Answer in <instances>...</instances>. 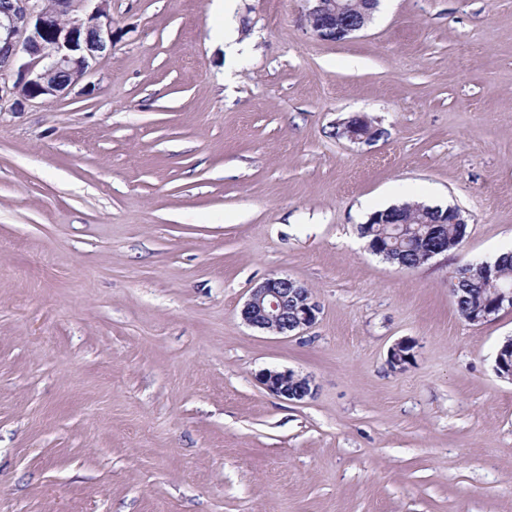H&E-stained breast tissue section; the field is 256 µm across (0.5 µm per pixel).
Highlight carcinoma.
I'll return each instance as SVG.
<instances>
[{"label": "carcinoma", "mask_w": 512, "mask_h": 512, "mask_svg": "<svg viewBox=\"0 0 512 512\" xmlns=\"http://www.w3.org/2000/svg\"><path fill=\"white\" fill-rule=\"evenodd\" d=\"M404 211L413 213L414 223L407 225L402 233L395 231L389 224H362L359 231L362 237L369 240L380 237L391 242L392 250L388 258L393 262L402 261L411 268H418L424 264L423 253L417 243L418 236L429 231L434 216L429 212V207H416L410 202L405 203ZM466 231L465 224L444 225L441 235L448 240V250L459 249ZM493 265L495 270L491 275L474 266L457 271L451 277L450 288L456 298V309L460 317H465L468 310L487 301L494 294V289L505 284L512 286V252L499 256Z\"/></svg>", "instance_id": "obj_1"}]
</instances>
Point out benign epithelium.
I'll return each mask as SVG.
<instances>
[{"instance_id":"1","label":"benign epithelium","mask_w":512,"mask_h":512,"mask_svg":"<svg viewBox=\"0 0 512 512\" xmlns=\"http://www.w3.org/2000/svg\"><path fill=\"white\" fill-rule=\"evenodd\" d=\"M80 14L73 0H0V104L12 110L25 101L56 99L70 91L98 59L112 51V17L108 0H84ZM379 0H304L305 19L311 33L323 41L345 40L373 20ZM340 137L353 143H372L385 130L364 115L337 123ZM504 309L512 310V287L499 288L484 305L471 311L466 321L482 324ZM321 314L320 304L307 288L288 276L274 274L257 284L244 302L242 321L260 331L299 336ZM414 357L413 344L395 343L387 363L403 371ZM495 371L512 380V338L498 350ZM258 384L270 394L290 402L313 395V380L290 369H264Z\"/></svg>"}]
</instances>
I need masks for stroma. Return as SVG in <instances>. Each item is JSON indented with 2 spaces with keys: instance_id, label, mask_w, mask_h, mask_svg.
<instances>
[{
  "instance_id": "35a3bbf8",
  "label": "stroma",
  "mask_w": 512,
  "mask_h": 512,
  "mask_svg": "<svg viewBox=\"0 0 512 512\" xmlns=\"http://www.w3.org/2000/svg\"><path fill=\"white\" fill-rule=\"evenodd\" d=\"M212 2L109 0L83 89L0 112V512H512V311L449 290L512 246V0H381L341 42ZM355 114L384 137L332 136ZM402 202L461 247L370 254ZM273 274L321 305L302 335L240 319ZM401 205H405L403 209L407 212L408 215L411 214V209L414 206H417L413 209V218L415 219L414 224H410L411 218L407 220L404 219V215L399 211L401 209H397L395 206H390V210L394 209L390 216H388V211H384L389 207L383 210L375 211H384L381 214V224L360 225L359 231L363 238H367L368 241L371 239H379V237L386 238V243L391 244L393 247L391 250V247L382 241H377L376 244L373 242H368V247L371 252L377 255H381L382 253L389 252L391 250V253L388 255V257L384 259L388 261L393 259L394 263L398 262L399 267L410 269L418 268L425 263L423 261V253H425L427 258L430 260L435 256L459 249L463 243L468 225L466 219L463 217L460 211L457 212L454 210V208L449 207V212H451L455 218L451 221V224H448V208L445 209L440 215V209L438 207H431V210H435L434 216L436 220L433 221L435 218L433 214L429 212L428 206L421 205L418 207V205H420L419 203L410 202H405ZM431 221L432 224H428ZM392 224L395 229L400 226H405L406 224L407 227L403 233H398L393 229L391 226ZM436 224L443 225L444 228H441L440 234L441 236L443 235V239H446V241L448 240V242L444 245L423 246L421 247L423 252L422 253L417 243L418 236L427 233L429 229ZM399 260L406 263L410 268H408ZM413 344L408 341L395 343L388 351L387 363L393 370L403 371L411 364L414 357ZM255 378L264 390L285 401H303L314 392L313 380L309 376L290 369H264Z\"/></svg>"
}]
</instances>
